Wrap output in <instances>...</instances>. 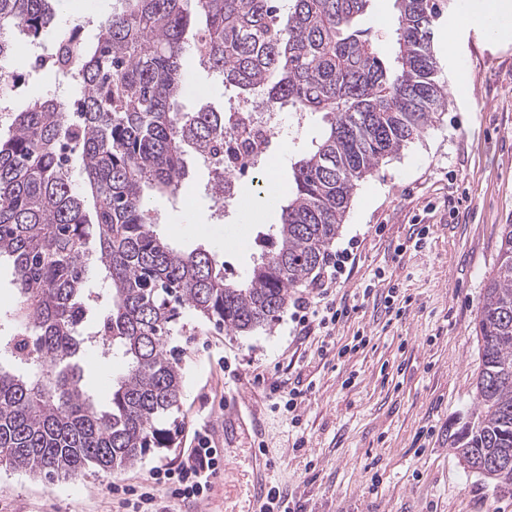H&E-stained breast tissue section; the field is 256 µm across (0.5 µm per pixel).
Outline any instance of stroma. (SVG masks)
Instances as JSON below:
<instances>
[{
  "label": "stroma",
  "mask_w": 512,
  "mask_h": 512,
  "mask_svg": "<svg viewBox=\"0 0 512 512\" xmlns=\"http://www.w3.org/2000/svg\"><path fill=\"white\" fill-rule=\"evenodd\" d=\"M438 2L435 28L458 29L447 57L438 60L448 106L433 127L358 184L332 244L338 251L358 241L355 262L336 291L356 311L337 326L335 346L351 344L361 332L369 344L342 358L323 356L316 338L294 341L285 315L248 336L185 315L172 341L184 379L179 417L185 429L176 448L67 481L1 472L0 512H111L114 488L150 479L156 466L188 447L198 421L223 426L225 395L244 387L261 402L264 436L256 438L249 425L232 432L225 443L232 476L214 487L204 512H246L250 459L258 451L272 462V481L287 488L302 512H512V495L464 469L452 445L477 408L476 315L497 263L501 227L512 224V40L458 26L465 0ZM109 10L110 0H59L57 17L40 40L50 42L80 20L83 38L94 41L96 23ZM395 14L394 0H371L363 21L386 57ZM31 48L17 37L16 108L48 93L72 96L67 79L35 66ZM182 72L201 93L180 99L179 109L202 101L224 111L223 86L198 67L193 53L184 54ZM209 179L208 170L192 161L180 203L151 196L157 230L178 246L215 250L227 275H244L257 233L278 223L280 210L246 182L241 198L252 220L243 221L235 208L216 220ZM417 223L430 228L418 250L410 240ZM388 282L404 303L393 321L362 294ZM79 365L84 386L107 404L123 370L119 359L90 349ZM258 373L265 384L254 383ZM308 382L315 388L299 406L295 427L290 415L272 411L271 389Z\"/></svg>",
  "instance_id": "obj_1"
}]
</instances>
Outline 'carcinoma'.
Instances as JSON below:
<instances>
[{
    "instance_id": "obj_1",
    "label": "carcinoma",
    "mask_w": 512,
    "mask_h": 512,
    "mask_svg": "<svg viewBox=\"0 0 512 512\" xmlns=\"http://www.w3.org/2000/svg\"><path fill=\"white\" fill-rule=\"evenodd\" d=\"M55 0H0V91L17 83L14 35L35 43ZM115 0L96 40L69 32L57 72L72 102L39 98L0 135V261L15 302L0 313V469L72 479L173 448L183 379L170 342L186 313L247 335L271 326L328 257L358 182L434 126L447 106L433 50L437 0H395L392 58L361 27L370 0ZM194 48L224 88L258 87L278 110L317 117L291 163L280 222L243 277L206 248L154 230L153 191L178 197L187 158L224 144V114L175 109ZM78 153L77 187L60 157ZM103 279L105 293L92 285ZM479 412L453 442L465 468L512 494V224L477 313ZM88 346L124 371L99 406L79 365Z\"/></svg>"
}]
</instances>
